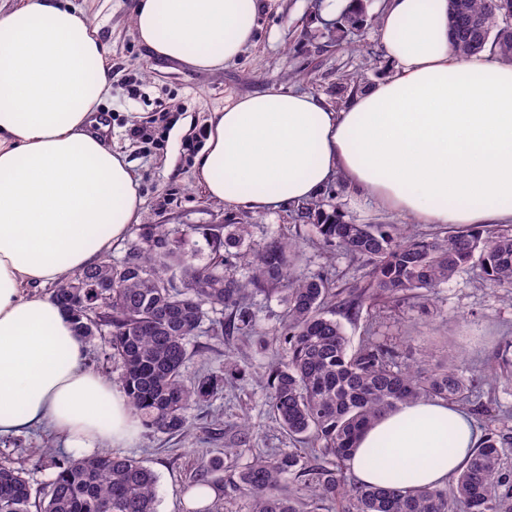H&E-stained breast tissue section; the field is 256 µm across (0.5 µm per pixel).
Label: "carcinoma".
Returning <instances> with one entry per match:
<instances>
[{"label": "carcinoma", "mask_w": 512, "mask_h": 512, "mask_svg": "<svg viewBox=\"0 0 512 512\" xmlns=\"http://www.w3.org/2000/svg\"><path fill=\"white\" fill-rule=\"evenodd\" d=\"M512 0H450L448 38L454 52L468 57L485 49L512 59ZM297 220L311 224L325 246L371 264L359 300L329 309L328 278L297 274L300 243L271 239L255 243L249 225H213L202 232L210 264L195 265L190 233L177 235L165 224H142L125 257L63 275L52 299L70 316L84 341L103 339L102 364L120 367V384L146 429L170 436L193 431L194 412L244 380L247 366L227 362L224 370H200L189 382L184 370L190 347L198 344L208 311L228 312L212 321L211 338L236 335L270 353L266 405L275 424L296 443L316 447L258 453L223 482L224 459L250 445L254 430L231 431L224 457L194 474L186 493L230 488L246 500L247 512H320L341 504V512H512V415L485 428L478 447L448 484L408 490L395 478L385 487L358 483L345 465L362 432L399 405L418 400H470L478 383L456 357L427 368L401 362L386 344L368 342L349 352L336 313H359L360 303L407 297L433 301V290L477 263L492 288H512V232L482 226L454 228L429 237L397 224H353L339 210L303 203ZM173 266L181 271L166 278ZM245 273L237 274V267ZM258 291L283 294L277 327L258 329L250 300ZM38 468L53 469L35 490L23 470L0 458V512H157V475L143 461L110 451L59 459L50 448H26ZM293 481L295 488L285 485Z\"/></svg>", "instance_id": "obj_1"}]
</instances>
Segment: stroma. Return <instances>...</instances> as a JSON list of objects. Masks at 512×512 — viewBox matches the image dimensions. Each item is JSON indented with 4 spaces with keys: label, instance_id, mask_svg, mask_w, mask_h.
<instances>
[{
    "label": "stroma",
    "instance_id": "35a3bbf8",
    "mask_svg": "<svg viewBox=\"0 0 512 512\" xmlns=\"http://www.w3.org/2000/svg\"><path fill=\"white\" fill-rule=\"evenodd\" d=\"M74 2L98 24L99 37L108 49L112 92L97 114L107 119L108 145L125 154L141 178L140 223L184 229L246 221L257 242L285 235L303 239L298 272H327L336 290L347 297L354 295L370 270L365 260L330 254L311 226L296 221L292 207L253 212L229 209L207 198L193 181L194 160L184 152L183 144L205 130L212 112L238 97L283 86L317 95L332 107L337 97H352L351 91L341 88L345 73H358L364 88L391 77L394 69L383 56L374 22L382 15L386 0H362L363 25L345 31L326 19L328 0H266L256 19L253 43L235 62L214 72L154 57L135 36L132 0ZM162 106L172 110L174 121L165 131L163 148L149 153L129 130L134 125L151 128ZM320 199L325 210L339 209L355 224L399 221L398 216L356 198L340 184L329 185ZM342 325L351 347H360L372 333L379 342L394 347L404 361L421 360L433 366L448 354H457L483 388L485 411L475 416L476 425L486 424L488 415L512 411V380L488 383L499 352L512 341V293L485 288L479 268L462 270L437 288L429 306L413 300L383 308L366 303L358 317L343 320ZM199 341L204 348L191 358L186 378L203 368L223 367L229 360L245 361L248 367L241 389L225 390L214 403L224 414L225 427L245 421L256 433L252 449H241L231 467L249 462L253 449L287 447V437L271 422L265 392L258 383L268 356L255 354L237 337L220 343L204 333ZM206 425V420H198L193 435L184 438L143 429L124 448V455L143 460L156 472L158 512H183L184 490L194 472L211 457L223 454V442L209 440ZM28 447L54 448L62 456L72 453L62 438L45 427L1 436L0 457H11L24 467L36 489L48 482L51 472L28 465L23 454Z\"/></svg>",
    "mask_w": 512,
    "mask_h": 512
}]
</instances>
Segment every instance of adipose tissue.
Instances as JSON below:
<instances>
[{
	"label": "adipose tissue",
	"instance_id": "ef3b65f1",
	"mask_svg": "<svg viewBox=\"0 0 512 512\" xmlns=\"http://www.w3.org/2000/svg\"><path fill=\"white\" fill-rule=\"evenodd\" d=\"M261 0H134L156 56L218 71L254 40ZM380 43L392 77L340 111L280 87L208 121L193 179L230 208L316 198L336 177L416 224H512V64L448 43V0H388ZM112 88L107 49L71 0L0 11V435L48 425L91 453L124 447L138 420L122 388L87 365L83 341L43 288L103 260L143 200L126 156L91 133ZM478 442L442 400L380 418L347 465L369 485L446 484Z\"/></svg>",
	"mask_w": 512,
	"mask_h": 512
}]
</instances>
